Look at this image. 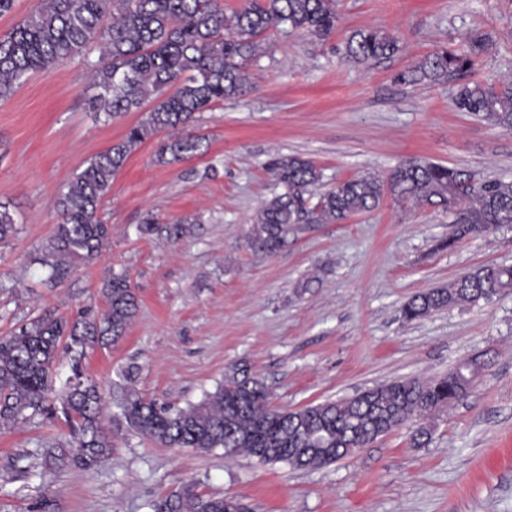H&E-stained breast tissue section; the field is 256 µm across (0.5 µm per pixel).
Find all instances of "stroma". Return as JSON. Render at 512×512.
Listing matches in <instances>:
<instances>
[{
  "instance_id": "1",
  "label": "stroma",
  "mask_w": 512,
  "mask_h": 512,
  "mask_svg": "<svg viewBox=\"0 0 512 512\" xmlns=\"http://www.w3.org/2000/svg\"><path fill=\"white\" fill-rule=\"evenodd\" d=\"M325 40L272 34L251 61L252 86L201 113L191 133L202 155L160 166L165 133L144 142L115 176L100 215L112 235L94 259L48 283L39 262L59 217L64 184L140 120L92 112L82 60L31 74L0 100V202L19 218L0 242V335L43 315L76 317L104 308L101 288L125 272L139 308L124 338L95 348L85 373L135 388L175 407L199 402L245 365L291 410L353 396L401 378H435L465 359L479 373L468 396L431 422L421 447L407 429L317 470L259 463L223 450L165 448L112 431V453L90 471L45 465L66 428L39 416L0 430V512H26L47 496L58 512H148L147 504L191 484L241 499L250 512H512V292L408 322L403 304L483 265H512V229L441 243L455 212L384 199L341 224H308L267 256L247 244L252 218L273 196L278 158L311 160L324 184L399 162L428 160L512 181V131L458 111L459 80L397 82L425 56L492 42L469 82L512 79V0H337ZM381 28L401 45L392 58L356 67L342 61L353 31ZM190 219L177 242L137 231ZM317 281H310L311 272Z\"/></svg>"
}]
</instances>
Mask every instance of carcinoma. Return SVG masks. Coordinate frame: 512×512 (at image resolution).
Here are the masks:
<instances>
[{
	"instance_id": "carcinoma-1",
	"label": "carcinoma",
	"mask_w": 512,
	"mask_h": 512,
	"mask_svg": "<svg viewBox=\"0 0 512 512\" xmlns=\"http://www.w3.org/2000/svg\"><path fill=\"white\" fill-rule=\"evenodd\" d=\"M335 0H244L224 11L219 0H39L37 8L5 35L0 34V98L38 71L77 57L91 73L97 89L94 112L111 120L144 111L121 140L91 158L70 178L56 201L60 221L40 258L49 281L69 276L75 262L97 256L108 244L111 226L99 212L112 179L132 152L160 130L170 135L154 155L167 165L205 153L202 138L182 135L196 114L237 98L251 88L248 63L264 53L269 32H302L324 40L336 29ZM489 37L469 36L462 51L438 50L415 67L397 74L403 84L442 83L462 75L473 58L486 51ZM99 52L97 60L90 59ZM400 51L393 34L379 28L355 31L345 45V61L370 66ZM157 103L144 110L148 99ZM455 105L496 127L512 130V81L501 84L462 83ZM282 192L259 209L247 241L257 252L273 255L288 235L303 224H341L376 209L384 195L397 202L452 209L465 203L446 247L475 233L512 227V182L426 160L399 163L387 176L364 173L319 191L322 172L310 160L286 156L272 169ZM17 221L9 205L0 203V241L15 233ZM186 221L160 226L148 214L137 231L161 232L176 241ZM512 291V266L484 265L447 287L432 288L408 300L401 313L414 321L461 303ZM105 307L84 309L77 318L38 317L8 336H0V428L10 429L26 412L63 424L70 437L66 448H47L45 462L91 470L112 454L105 431L106 401L99 385L86 376L81 361L97 344L124 336L138 310V299L124 273H112L103 288ZM71 360V375L60 380L59 351ZM456 365L427 380L407 378L379 384L353 397L276 409L264 381L245 366H232L224 383L185 408L143 397L134 387L120 388L115 421L169 448L196 451L224 449L245 453L262 463L286 461L296 469L332 464L403 425L416 421L417 446L431 435L425 421L461 402L477 373ZM150 512H246L234 497L201 494L188 485L159 496Z\"/></svg>"
}]
</instances>
